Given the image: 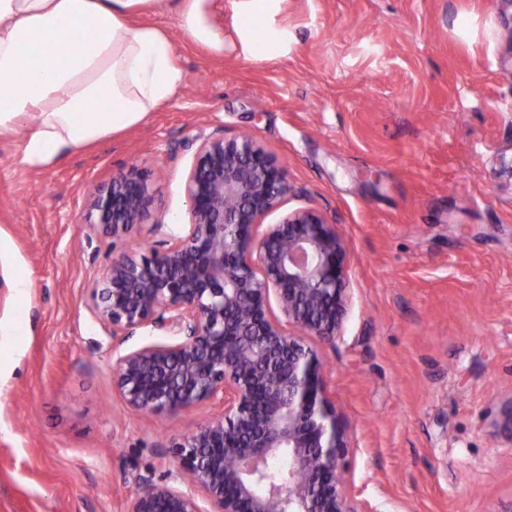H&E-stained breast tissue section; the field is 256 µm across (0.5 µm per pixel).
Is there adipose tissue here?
Returning <instances> with one entry per match:
<instances>
[{"label": "adipose tissue", "instance_id": "1", "mask_svg": "<svg viewBox=\"0 0 512 512\" xmlns=\"http://www.w3.org/2000/svg\"><path fill=\"white\" fill-rule=\"evenodd\" d=\"M161 0H0V135L22 139L18 162L57 163L79 148L140 124L186 81L167 33L133 24ZM275 0H240L237 32L264 59L287 36L267 22ZM211 0H178L180 28L209 53H224ZM77 42L72 52L63 44Z\"/></svg>", "mask_w": 512, "mask_h": 512}]
</instances>
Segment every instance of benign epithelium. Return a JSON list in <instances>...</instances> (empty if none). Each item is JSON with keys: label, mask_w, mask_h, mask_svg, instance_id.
I'll use <instances>...</instances> for the list:
<instances>
[{"label": "benign epithelium", "mask_w": 512, "mask_h": 512, "mask_svg": "<svg viewBox=\"0 0 512 512\" xmlns=\"http://www.w3.org/2000/svg\"><path fill=\"white\" fill-rule=\"evenodd\" d=\"M185 191V233L147 255L113 256L91 288L92 309L114 337L149 325L177 336L117 358L112 381L129 408L171 417L211 403L222 412L172 446L187 487L147 481L127 512H375L347 493L348 434L313 346L335 345L349 303L336 225L316 208L263 225L294 186L252 135L200 141ZM154 206L130 164L87 188L83 224L117 236ZM490 428L512 442V398ZM281 458L288 466L276 479L270 465Z\"/></svg>", "instance_id": "7a95c632"}]
</instances>
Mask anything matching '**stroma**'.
<instances>
[{"label": "stroma", "instance_id": "obj_1", "mask_svg": "<svg viewBox=\"0 0 512 512\" xmlns=\"http://www.w3.org/2000/svg\"><path fill=\"white\" fill-rule=\"evenodd\" d=\"M238 0H212L224 54L180 29L173 0L140 15L187 74L139 125L46 168L0 135V512H126L137 477L167 479L171 447L218 407L131 410L126 340L89 290L114 254L183 234L200 138L255 135L346 249L350 304L319 347L347 427L348 490L376 512H512V442L491 420L512 398V0H278L288 32L245 53ZM137 162L165 213L123 237L80 228L86 188ZM25 287H18V280Z\"/></svg>", "mask_w": 512, "mask_h": 512}]
</instances>
